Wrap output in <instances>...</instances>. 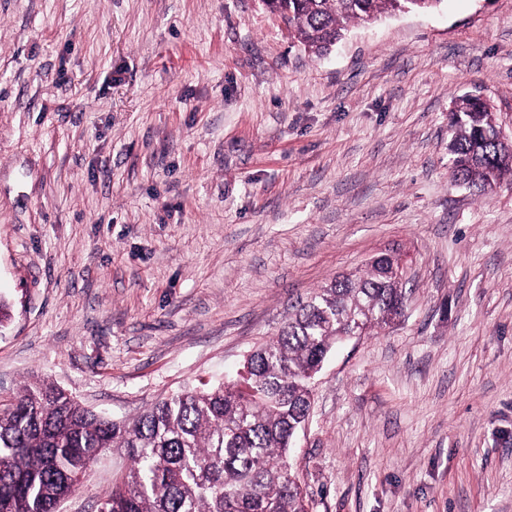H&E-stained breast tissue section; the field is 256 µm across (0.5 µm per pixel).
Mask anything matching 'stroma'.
Instances as JSON below:
<instances>
[{
	"label": "stroma",
	"mask_w": 512,
	"mask_h": 512,
	"mask_svg": "<svg viewBox=\"0 0 512 512\" xmlns=\"http://www.w3.org/2000/svg\"><path fill=\"white\" fill-rule=\"evenodd\" d=\"M465 95L512 140V0L323 56L263 0H0V401L38 376L135 417L393 251L407 308L329 354L289 451L308 512H512V181L454 183Z\"/></svg>",
	"instance_id": "1"
}]
</instances>
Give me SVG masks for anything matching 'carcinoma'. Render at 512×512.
I'll use <instances>...</instances> for the list:
<instances>
[{
  "mask_svg": "<svg viewBox=\"0 0 512 512\" xmlns=\"http://www.w3.org/2000/svg\"><path fill=\"white\" fill-rule=\"evenodd\" d=\"M443 0H267L321 55L350 26L384 14L427 11ZM448 154L455 181L492 191L512 167L492 108L456 102ZM400 257L381 254L297 302L248 358L249 377L178 392L132 421L92 412L34 378L0 408V512H55L90 460L120 450L130 462L101 502L107 512H306L290 472L292 438L308 416L311 381L336 344L402 315L411 290L393 277Z\"/></svg>",
  "mask_w": 512,
  "mask_h": 512,
  "instance_id": "carcinoma-1",
  "label": "carcinoma"
}]
</instances>
